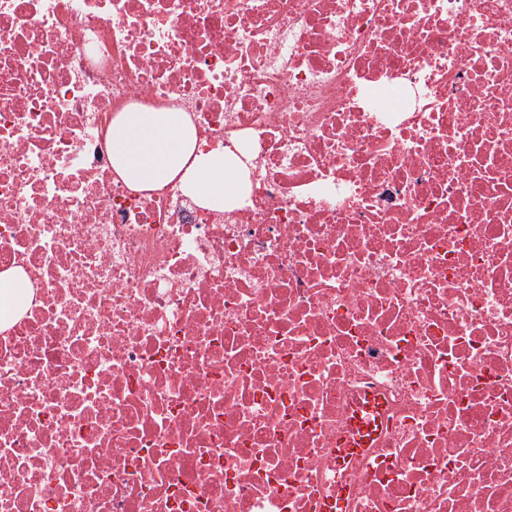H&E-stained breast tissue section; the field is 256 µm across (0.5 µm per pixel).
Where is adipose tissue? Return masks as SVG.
Instances as JSON below:
<instances>
[{
    "label": "adipose tissue",
    "instance_id": "ef3b65f1",
    "mask_svg": "<svg viewBox=\"0 0 512 512\" xmlns=\"http://www.w3.org/2000/svg\"><path fill=\"white\" fill-rule=\"evenodd\" d=\"M112 165L129 183L154 188L180 180L200 206L223 209L243 197L248 180L244 164L217 148L196 151V131L178 109L134 107L112 122Z\"/></svg>",
    "mask_w": 512,
    "mask_h": 512
}]
</instances>
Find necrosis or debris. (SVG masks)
<instances>
[{
  "instance_id": "obj_1",
  "label": "necrosis or debris",
  "mask_w": 512,
  "mask_h": 512,
  "mask_svg": "<svg viewBox=\"0 0 512 512\" xmlns=\"http://www.w3.org/2000/svg\"><path fill=\"white\" fill-rule=\"evenodd\" d=\"M7 273L0 512H512V0H0ZM196 131L179 109L134 107L112 122V166L141 188L163 185L178 175L184 191L200 206L224 209L244 196V164L224 148L195 153Z\"/></svg>"
}]
</instances>
